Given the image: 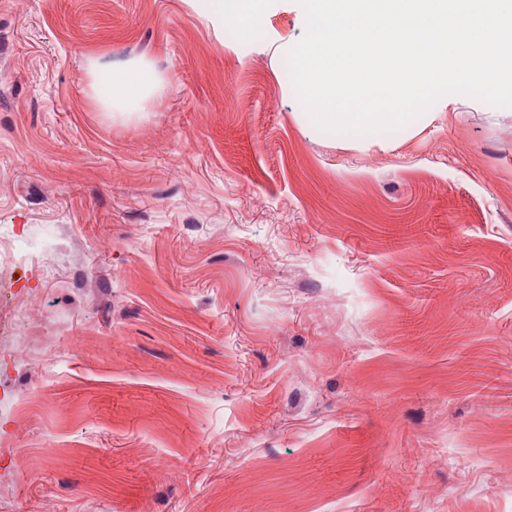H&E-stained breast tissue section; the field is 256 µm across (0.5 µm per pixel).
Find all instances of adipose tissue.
<instances>
[{
    "label": "adipose tissue",
    "instance_id": "obj_1",
    "mask_svg": "<svg viewBox=\"0 0 512 512\" xmlns=\"http://www.w3.org/2000/svg\"><path fill=\"white\" fill-rule=\"evenodd\" d=\"M90 89L100 103L137 105L147 98L159 95L167 81L150 64L141 62L122 70L91 66Z\"/></svg>",
    "mask_w": 512,
    "mask_h": 512
}]
</instances>
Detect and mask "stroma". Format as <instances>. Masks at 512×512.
I'll use <instances>...</instances> for the list:
<instances>
[{"label":"stroma","mask_w":512,"mask_h":512,"mask_svg":"<svg viewBox=\"0 0 512 512\" xmlns=\"http://www.w3.org/2000/svg\"><path fill=\"white\" fill-rule=\"evenodd\" d=\"M233 43L0 0V512H512V107L356 150ZM93 97L100 103L113 105H138L150 96H157L167 89V79L149 63L140 62L122 70L90 65Z\"/></svg>","instance_id":"35a3bbf8"}]
</instances>
